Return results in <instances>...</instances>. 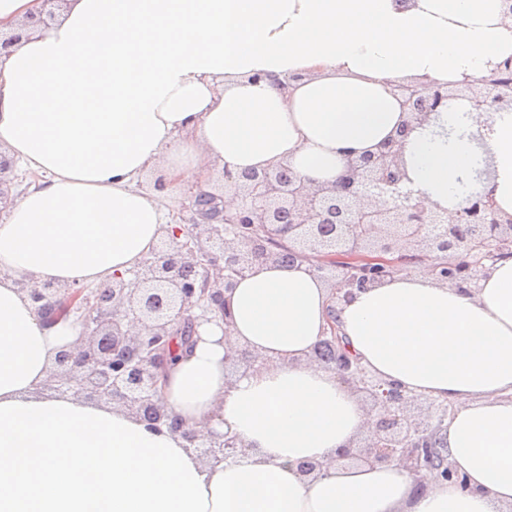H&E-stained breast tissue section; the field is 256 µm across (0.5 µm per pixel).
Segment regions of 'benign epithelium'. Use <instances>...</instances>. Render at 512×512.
Segmentation results:
<instances>
[{
    "label": "benign epithelium",
    "mask_w": 512,
    "mask_h": 512,
    "mask_svg": "<svg viewBox=\"0 0 512 512\" xmlns=\"http://www.w3.org/2000/svg\"><path fill=\"white\" fill-rule=\"evenodd\" d=\"M61 2L36 0L29 25L43 23L42 16L53 14ZM506 72H512V57L490 75L466 77L452 87L395 86L407 120L376 150L347 157L332 183L315 184L284 164L237 177L223 171L224 183L234 186L236 211L224 212L223 196L212 191L189 192L178 227L137 264L128 281L114 276L111 284L98 289L21 284L42 319L53 323L71 315L82 326L80 344L58 352L47 388L117 405L153 429L165 427L206 461L243 454L237 436L186 429L162 403L158 380L177 328L186 327L194 336L202 324L226 319V294L238 279L257 263L283 261L285 252L293 264H310L338 302L398 273L403 263L424 264L438 253L452 258L429 265L438 280L477 285L488 270L483 252L512 253V215L497 208L484 186L470 191L456 224L445 223L438 206L408 188L403 151L408 135L438 115L450 99L466 100L488 115L512 108V80L502 78ZM12 172V161L0 154V200L9 193ZM396 240L413 251L385 257ZM186 269L203 270L202 282L185 279ZM228 360L237 373L258 363L245 348ZM332 367L365 397L373 417L369 437L338 449L333 462L395 463L420 477L467 487L449 461H434L437 435L448 419L447 404L410 396L375 378L345 353Z\"/></svg>",
    "instance_id": "obj_1"
}]
</instances>
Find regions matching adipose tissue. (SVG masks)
<instances>
[{"mask_svg": "<svg viewBox=\"0 0 512 512\" xmlns=\"http://www.w3.org/2000/svg\"><path fill=\"white\" fill-rule=\"evenodd\" d=\"M511 56L502 0H66L0 55V152L32 177L0 211V512H512V257L473 290L399 273L338 306L307 264H256L228 325H201L160 380L189 428L239 437L229 463L121 407L46 391L81 326L46 325L18 286L128 275L175 224L170 190L214 169L334 180L404 121L395 84L445 86ZM404 163L451 220L490 168L512 215V109L451 100ZM149 178L166 190L142 189ZM332 318L372 374L450 404L442 441L467 487L333 464L370 416L310 359ZM240 347L262 365L233 379L224 357ZM306 460L323 473L302 476Z\"/></svg>", "mask_w": 512, "mask_h": 512, "instance_id": "obj_1", "label": "adipose tissue"}]
</instances>
